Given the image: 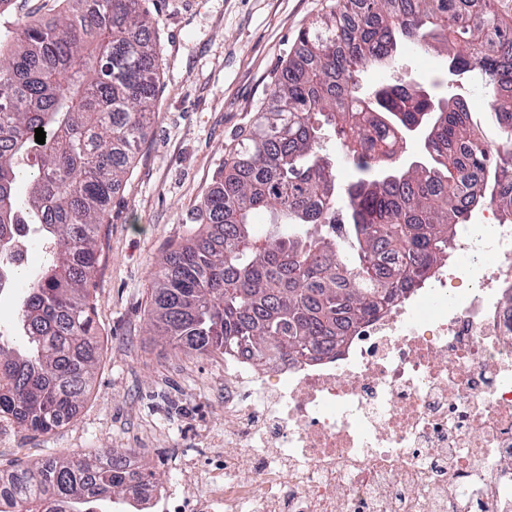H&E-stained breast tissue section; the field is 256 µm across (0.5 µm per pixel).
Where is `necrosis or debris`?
Wrapping results in <instances>:
<instances>
[{
    "label": "necrosis or debris",
    "mask_w": 512,
    "mask_h": 512,
    "mask_svg": "<svg viewBox=\"0 0 512 512\" xmlns=\"http://www.w3.org/2000/svg\"><path fill=\"white\" fill-rule=\"evenodd\" d=\"M153 512H512V223L315 358L224 356V456Z\"/></svg>",
    "instance_id": "1"
}]
</instances>
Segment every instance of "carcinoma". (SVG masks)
<instances>
[{"label":"carcinoma","instance_id":"obj_1","mask_svg":"<svg viewBox=\"0 0 512 512\" xmlns=\"http://www.w3.org/2000/svg\"><path fill=\"white\" fill-rule=\"evenodd\" d=\"M50 24L0 31V259L27 224L45 261L27 288L21 350L0 336V418L35 434L71 420L100 358L91 288L98 239L156 110V0H61ZM336 0L277 67L248 132L199 209L200 232L152 273L151 323L187 355L249 349L314 357L389 307L448 257L459 224L495 203L512 217V156L494 154L459 98L362 73L398 40L478 73L488 118L512 145V17L494 0ZM423 127L426 160L399 164ZM46 132L35 141V129ZM359 177L336 185L329 144ZM268 214L258 226L253 216ZM343 225V239L326 232ZM120 455L50 458L0 474L17 512H96L153 483Z\"/></svg>","mask_w":512,"mask_h":512}]
</instances>
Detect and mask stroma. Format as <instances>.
Here are the masks:
<instances>
[{
  "instance_id": "35a3bbf8",
  "label": "stroma",
  "mask_w": 512,
  "mask_h": 512,
  "mask_svg": "<svg viewBox=\"0 0 512 512\" xmlns=\"http://www.w3.org/2000/svg\"><path fill=\"white\" fill-rule=\"evenodd\" d=\"M332 0H160L158 110L102 229L94 278L100 360L77 414L47 435L0 419V469L49 458L136 452L170 481L184 460L201 466L224 449V357L177 353L150 323L151 274L189 235L195 213L270 90V76L304 27ZM60 0H11L0 29L56 18ZM444 58L403 44L364 85L429 88Z\"/></svg>"
}]
</instances>
